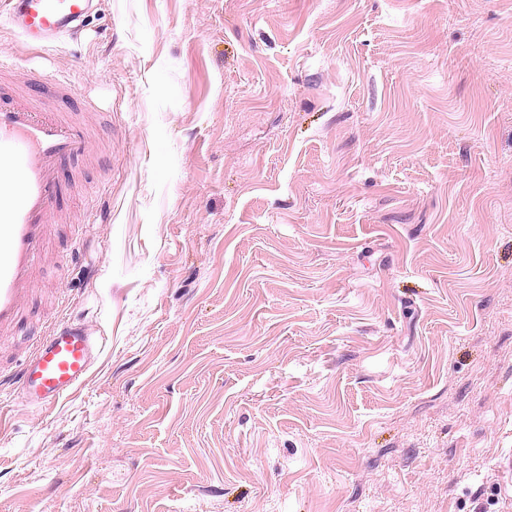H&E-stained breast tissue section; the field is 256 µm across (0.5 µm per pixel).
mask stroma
<instances>
[{"mask_svg":"<svg viewBox=\"0 0 512 512\" xmlns=\"http://www.w3.org/2000/svg\"><path fill=\"white\" fill-rule=\"evenodd\" d=\"M70 76L103 343L0 391V512H512V0H96Z\"/></svg>","mask_w":512,"mask_h":512,"instance_id":"obj_1","label":"stroma"}]
</instances>
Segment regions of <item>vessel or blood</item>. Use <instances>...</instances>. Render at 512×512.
Wrapping results in <instances>:
<instances>
[{
	"mask_svg": "<svg viewBox=\"0 0 512 512\" xmlns=\"http://www.w3.org/2000/svg\"><path fill=\"white\" fill-rule=\"evenodd\" d=\"M92 0H0V12L23 39L46 51L74 32ZM72 83L44 70L24 94H0V339L14 336L37 295L38 271L55 225L64 216L62 172L94 149L72 119ZM100 350L87 328L65 322L39 331L21 358L0 366L29 404L49 410L88 379Z\"/></svg>",
	"mask_w": 512,
	"mask_h": 512,
	"instance_id": "1",
	"label": "vessel or blood"
}]
</instances>
